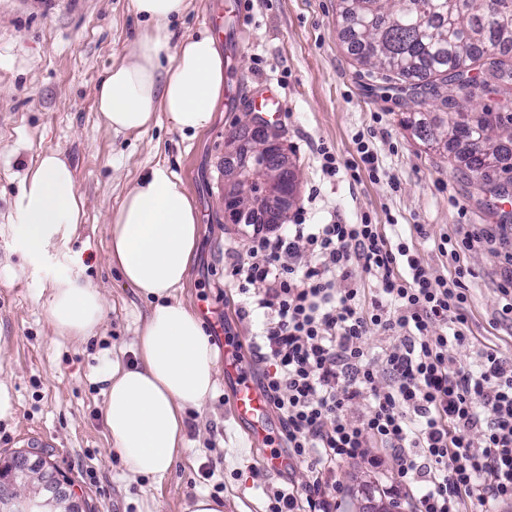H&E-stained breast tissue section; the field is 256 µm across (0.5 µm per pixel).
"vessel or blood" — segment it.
Returning a JSON list of instances; mask_svg holds the SVG:
<instances>
[{
	"label": "vessel or blood",
	"instance_id": "vessel-or-blood-1",
	"mask_svg": "<svg viewBox=\"0 0 512 512\" xmlns=\"http://www.w3.org/2000/svg\"><path fill=\"white\" fill-rule=\"evenodd\" d=\"M224 372L234 382L232 409L235 416L248 424L255 444H265L270 437L267 401L251 379L248 359L229 342L224 345Z\"/></svg>",
	"mask_w": 512,
	"mask_h": 512
}]
</instances>
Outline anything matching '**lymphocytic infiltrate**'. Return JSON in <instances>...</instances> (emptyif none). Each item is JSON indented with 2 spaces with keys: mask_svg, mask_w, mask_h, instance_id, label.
<instances>
[{
  "mask_svg": "<svg viewBox=\"0 0 512 512\" xmlns=\"http://www.w3.org/2000/svg\"><path fill=\"white\" fill-rule=\"evenodd\" d=\"M481 239L442 237L453 267L445 278L408 239L365 219L298 220L275 236L254 225L232 256L233 286L263 317L251 349L264 365L258 387L283 422L279 452L309 471L303 487L271 489L267 512H337V468L386 456L414 512L512 501V361L495 345L482 346L472 370L448 355L471 341L462 258ZM374 328L402 335L383 353L385 384L366 344Z\"/></svg>",
  "mask_w": 512,
  "mask_h": 512,
  "instance_id": "1",
  "label": "lymphocytic infiltrate"
}]
</instances>
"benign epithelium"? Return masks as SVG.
I'll return each mask as SVG.
<instances>
[{
	"label": "benign epithelium",
	"instance_id": "1",
	"mask_svg": "<svg viewBox=\"0 0 512 512\" xmlns=\"http://www.w3.org/2000/svg\"><path fill=\"white\" fill-rule=\"evenodd\" d=\"M254 136L243 163L224 179V212L236 224L245 214L256 213L267 224L287 219L288 203L296 198L298 179L288 162L283 143L272 125L252 118ZM23 483L27 494L6 499L0 495V512H83L77 497L62 489L57 469L38 450L22 449L0 457V488Z\"/></svg>",
	"mask_w": 512,
	"mask_h": 512
}]
</instances>
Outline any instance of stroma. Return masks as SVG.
I'll use <instances>...</instances> for the list:
<instances>
[{"label": "stroma", "mask_w": 512, "mask_h": 512, "mask_svg": "<svg viewBox=\"0 0 512 512\" xmlns=\"http://www.w3.org/2000/svg\"><path fill=\"white\" fill-rule=\"evenodd\" d=\"M232 0H188L169 24L173 40L211 31L209 16ZM338 0H250L239 23L215 34L226 65L224 97L208 129L192 135L166 117L142 133L114 134L96 109V89L129 51L144 23L132 0H0V382L14 403L0 420V455L38 441L80 493L84 512H185L200 493L218 495L224 512H265L269 483L304 485L306 466L292 476L263 468L262 452L233 420L232 379L218 377L201 409L188 411L181 433L186 451L162 479L129 475L105 421L102 374L110 361L135 362L138 330L152 303L127 288L108 260L106 221L123 196L156 164L175 173L193 199L200 238L177 301L198 314L209 340H248L257 315L242 317V296L226 272L229 252L245 251L250 230L224 217V140L242 131L263 93L285 105L276 123L298 171L293 209L310 224L395 225L413 239L433 276L450 267L438 251L441 235L466 225L485 243L464 257L469 279L468 323L478 343L512 347V322L500 316L499 283L512 273V199L483 203L469 171L453 151L429 149L405 124L410 114L434 124L438 103L416 104L380 70L361 64L340 35ZM212 32V31H211ZM366 141L379 172L361 165ZM339 169L323 171L322 149ZM57 151L74 169L85 201V221L31 257L17 239L10 215L25 171L40 152ZM357 172H350V165ZM425 225L428 235L415 234ZM69 275L98 288L106 315L79 345L61 339L49 319V287ZM225 332H213L214 321ZM396 463L375 470L362 460L336 472L344 492L339 512H372L384 502L406 512L391 495Z\"/></svg>", "instance_id": "1"}]
</instances>
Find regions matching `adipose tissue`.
I'll return each mask as SVG.
<instances>
[{"instance_id":"1","label":"adipose tissue","mask_w":512,"mask_h":512,"mask_svg":"<svg viewBox=\"0 0 512 512\" xmlns=\"http://www.w3.org/2000/svg\"><path fill=\"white\" fill-rule=\"evenodd\" d=\"M147 26L122 61L107 71L98 110L114 133L141 132L164 112L171 126L199 133L224 95V61L214 37L187 36L170 45L167 26L187 0H132ZM84 200L71 165L56 152L40 154L21 182L12 216L29 253L40 254L65 228L84 221ZM109 261L127 287L152 300L137 338L133 365L112 362L105 419L115 450L134 476L163 478L185 448L188 410L216 391L217 350L199 316L175 300L196 248L193 201L165 165L154 166L108 219ZM49 317L64 339L93 336L106 301L90 283L64 275L50 288Z\"/></svg>"}]
</instances>
